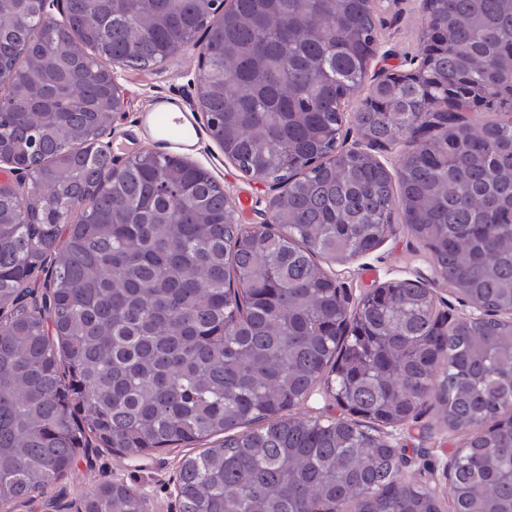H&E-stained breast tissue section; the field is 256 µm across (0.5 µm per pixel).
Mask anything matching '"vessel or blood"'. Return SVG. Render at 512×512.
I'll use <instances>...</instances> for the list:
<instances>
[{
    "instance_id": "b4317fda",
    "label": "vessel or blood",
    "mask_w": 512,
    "mask_h": 512,
    "mask_svg": "<svg viewBox=\"0 0 512 512\" xmlns=\"http://www.w3.org/2000/svg\"><path fill=\"white\" fill-rule=\"evenodd\" d=\"M140 128L154 136L158 143H173L183 151L195 150L199 142V129L191 111L179 100L163 99L142 112Z\"/></svg>"
}]
</instances>
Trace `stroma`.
<instances>
[{"mask_svg": "<svg viewBox=\"0 0 512 512\" xmlns=\"http://www.w3.org/2000/svg\"><path fill=\"white\" fill-rule=\"evenodd\" d=\"M381 17L384 26L380 45L388 55L386 65L396 71L406 70L405 59L415 54L423 25L420 0H384ZM112 70L125 89L123 109L115 116L109 137L113 146L111 155L117 161L128 159L130 153L122 151L120 145L129 140L134 141L135 152L151 150V142L138 135L136 122L139 112L157 98L175 96L189 109L198 107L201 72L198 49H187L157 69L135 70L116 64ZM189 160L207 169L231 201L248 199V208L239 214L240 223L260 224L268 219L269 202L277 195V188L245 177L225 158L210 135H203L198 151ZM329 273L354 303L382 283L405 279L434 289L438 310L449 317L467 311L451 290L438 283L426 250L400 225L374 250L350 263L331 267ZM380 433L395 447L410 452L419 448L429 451L439 467L426 480L446 488L442 466L450 461L462 437L440 425L434 410H426L413 422L381 427ZM185 454V449L175 448L131 457L108 448L91 447L77 456L64 476L48 485L45 495L18 504L11 512H57V505L92 494L106 482H118L134 489L143 499L144 512H180L176 477Z\"/></svg>", "mask_w": 512, "mask_h": 512, "instance_id": "obj_1", "label": "stroma"}]
</instances>
